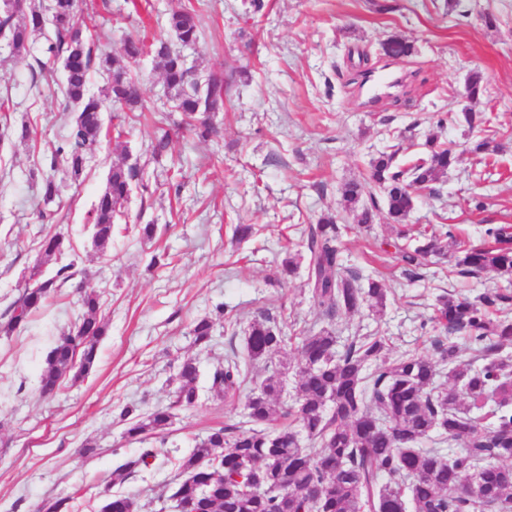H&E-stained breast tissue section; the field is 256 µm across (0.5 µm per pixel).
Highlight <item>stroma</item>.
Wrapping results in <instances>:
<instances>
[{
    "label": "stroma",
    "mask_w": 512,
    "mask_h": 512,
    "mask_svg": "<svg viewBox=\"0 0 512 512\" xmlns=\"http://www.w3.org/2000/svg\"><path fill=\"white\" fill-rule=\"evenodd\" d=\"M371 0H79L99 58L120 56L127 39L169 38L168 19L195 10L202 31L189 51L194 68L222 73L246 68L211 113L210 138L180 124L152 58L131 65L143 110L105 112L109 136L79 180L50 169L45 157L64 135L73 112L62 93L63 73L44 38L26 57L13 56L0 38V95L13 104L11 129L0 140V314L23 288L41 256L39 242L58 233L69 243L57 264L74 277L27 325L0 335V512H37L68 498L71 512H99L106 492L138 497L141 512L163 507L179 480L178 464L216 426L246 421L242 394L226 402L210 391V375L224 357L242 351L244 330L260 313L277 318L291 336L332 325L337 336L384 337L393 354L436 357L437 331L427 322L437 295L475 297L512 291V281L485 272L458 275L447 259L429 257L422 280L410 278L394 245L397 230L379 219L357 226L341 202L340 187L364 181L378 152L396 148L413 157L426 134L473 143L493 136L497 151L464 153L438 182L421 192L405 229L450 227L480 243L487 228L512 227V0H396L378 14ZM493 25H486L485 16ZM409 42L411 55L384 51L392 38ZM484 77L477 100L464 95L472 73ZM400 76L404 85L375 93L370 79ZM489 120L469 129L465 113ZM29 125V141L18 132ZM169 145L161 157L154 148ZM144 170L147 190H133L127 222L107 255L93 248L87 213L104 188L112 162ZM53 176L61 193L42 202ZM345 230L338 242L345 267L385 284L383 313L362 308L326 322L307 286V271L275 284L288 241L325 214ZM155 227L152 239L144 225ZM238 224L254 225L244 242ZM99 295L108 334L98 360L82 380L64 378L57 394L42 397L39 378L47 353L81 316V291ZM215 320L208 347L191 335L195 320ZM199 366V400L178 408L168 429V454L120 483L112 473L135 458L119 420L123 408L147 412L170 404L177 372L187 358ZM94 453L83 454L84 445Z\"/></svg>",
    "instance_id": "stroma-1"
}]
</instances>
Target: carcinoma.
<instances>
[{"label": "carcinoma", "instance_id": "obj_1", "mask_svg": "<svg viewBox=\"0 0 512 512\" xmlns=\"http://www.w3.org/2000/svg\"><path fill=\"white\" fill-rule=\"evenodd\" d=\"M173 42L126 41L121 57L102 61L112 69V81L103 94L90 92L93 51L83 36L77 0H53L48 12L25 8V0H0V36L17 57L28 54L31 41L43 37L47 51L63 63V95L77 115L65 139L54 146L50 168L62 165L75 180L83 174L88 155L101 146L102 114L107 103L134 109L140 87L124 62L153 56L175 103L189 121L216 112L235 81L238 70L210 72L196 79L186 67L180 48L201 38L193 11H177L169 18ZM421 156L404 168L396 153H383L371 162L370 186L347 181L341 187L345 209L359 224H372L381 212L391 224H403L413 211L415 191L429 188L447 174L464 144L438 141L429 134ZM143 184L142 170L114 163L105 186L88 212L92 245L105 255L124 205ZM341 226L326 215L309 227L303 241L308 253L307 284L315 305L332 320L368 305L377 312L386 307L387 289L380 280L346 271L337 248ZM489 240L475 246L446 231L424 229L414 245L399 248L400 260L411 277L422 278L426 257L449 253L457 273L475 276L494 272L512 277V233L506 227L487 230ZM453 240V251L443 238ZM45 261L65 251V238L46 234L41 242ZM303 255L288 247L279 266V278L294 276ZM73 264L45 274L42 266L29 270L27 283L0 322V335L11 336L23 327L65 283ZM83 313L62 334L46 356L40 376L41 392L53 395L67 375L78 380L94 367L98 345L107 332L99 296L86 292ZM512 306V294L486 292L472 299L440 295L431 322L446 339L436 340L439 359L401 353L388 356L385 342L371 335L354 336L337 347L332 328L323 327L302 337L297 364L298 383L291 404L282 401L283 373L278 368L253 389L245 408L250 427L212 430L181 459L183 478L169 500L187 512H512V359L502 355L512 346V320L496 314ZM463 332L474 360L463 362L453 334ZM194 343L207 345L213 321L198 320ZM291 337L270 314L253 320L244 331V351L224 360L211 374L210 390L233 399L248 381L249 369L268 361L287 346ZM448 366L451 382L436 384L440 367ZM199 366L184 360L178 370L175 400L148 413L126 407L125 435L143 443L145 436L160 438V446L144 448L115 474L122 478L148 468L161 455L162 434L171 424L175 407H191L199 398ZM494 397L489 425L473 415L488 397ZM300 428L312 447L302 445L292 426ZM454 442L455 448H423L433 440ZM389 481L383 483L381 479ZM129 495H107L101 512H127Z\"/></svg>", "mask_w": 512, "mask_h": 512}]
</instances>
